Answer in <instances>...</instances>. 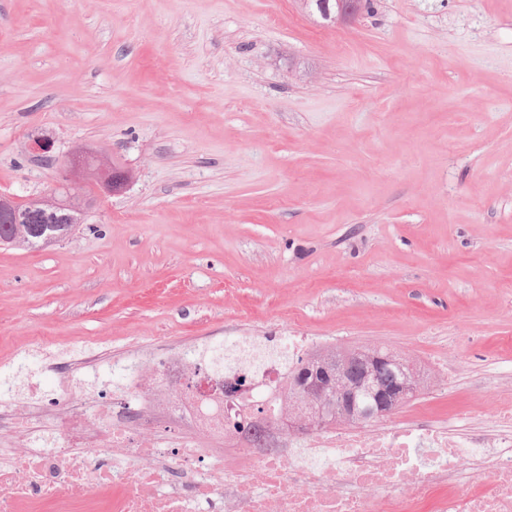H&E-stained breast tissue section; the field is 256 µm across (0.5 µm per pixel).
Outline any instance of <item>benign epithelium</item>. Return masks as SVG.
<instances>
[{
	"instance_id": "1",
	"label": "benign epithelium",
	"mask_w": 512,
	"mask_h": 512,
	"mask_svg": "<svg viewBox=\"0 0 512 512\" xmlns=\"http://www.w3.org/2000/svg\"><path fill=\"white\" fill-rule=\"evenodd\" d=\"M362 8L363 0H336L335 20L351 22L359 16ZM29 151L39 160H51L55 154V141L46 135L34 136L30 140ZM66 166L67 175L47 196L33 197L23 203L13 196L1 194L0 224L11 231L23 228L33 235L36 225L48 216L55 217L58 224L66 223L68 215L65 211L70 209L73 197L80 193L87 182H94L97 194L111 195L125 190L131 180L128 168L109 163L92 148L73 150L66 159ZM363 358L372 362V366L369 374L360 380L347 379L344 362L332 356L318 359L317 365L304 375L300 390L307 405L315 409L314 422L320 423L324 419V402L333 403L335 409L341 410L345 417L354 416L362 422H373L391 414L410 399L414 384L405 378L393 389L373 391L372 405L364 408L357 406L358 392L372 391L370 374L377 367L373 354L365 353Z\"/></svg>"
}]
</instances>
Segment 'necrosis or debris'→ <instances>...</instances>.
Returning a JSON list of instances; mask_svg holds the SVG:
<instances>
[{"label":"necrosis or debris","mask_w":512,"mask_h":512,"mask_svg":"<svg viewBox=\"0 0 512 512\" xmlns=\"http://www.w3.org/2000/svg\"><path fill=\"white\" fill-rule=\"evenodd\" d=\"M320 347L278 337L193 391L199 349L152 340L115 359L130 395L108 407L90 390L99 357L52 362V396L32 382L0 400V512H512L511 388L479 431L421 408L288 430L289 366Z\"/></svg>","instance_id":"1"}]
</instances>
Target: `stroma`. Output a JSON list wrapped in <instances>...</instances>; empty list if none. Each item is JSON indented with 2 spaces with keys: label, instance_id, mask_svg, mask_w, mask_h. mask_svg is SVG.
<instances>
[{
  "label": "stroma",
  "instance_id": "obj_1",
  "mask_svg": "<svg viewBox=\"0 0 512 512\" xmlns=\"http://www.w3.org/2000/svg\"><path fill=\"white\" fill-rule=\"evenodd\" d=\"M56 158L34 160L32 136ZM81 146L120 194L40 249L0 245V386L155 336L386 345L440 423L512 386V0H0V193Z\"/></svg>",
  "mask_w": 512,
  "mask_h": 512
}]
</instances>
